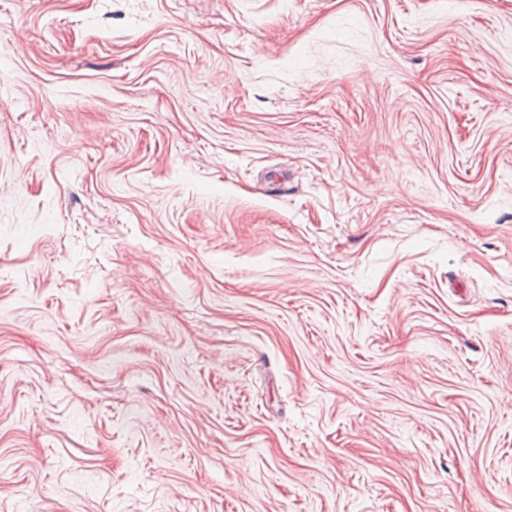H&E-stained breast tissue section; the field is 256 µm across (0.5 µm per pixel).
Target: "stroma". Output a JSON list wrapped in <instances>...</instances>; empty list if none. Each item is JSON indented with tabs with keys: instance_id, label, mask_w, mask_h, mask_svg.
<instances>
[{
	"instance_id": "stroma-1",
	"label": "stroma",
	"mask_w": 512,
	"mask_h": 512,
	"mask_svg": "<svg viewBox=\"0 0 512 512\" xmlns=\"http://www.w3.org/2000/svg\"><path fill=\"white\" fill-rule=\"evenodd\" d=\"M0 512H512V0H0Z\"/></svg>"
}]
</instances>
